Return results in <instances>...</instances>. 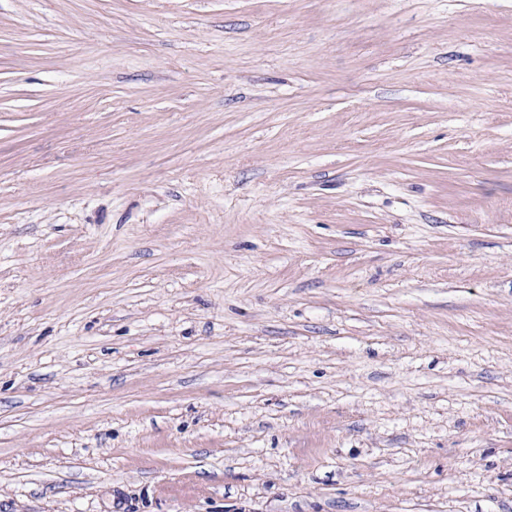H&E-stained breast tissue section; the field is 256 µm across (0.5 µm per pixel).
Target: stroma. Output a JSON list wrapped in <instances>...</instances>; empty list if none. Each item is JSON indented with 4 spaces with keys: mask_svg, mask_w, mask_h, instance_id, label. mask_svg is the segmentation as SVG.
I'll return each instance as SVG.
<instances>
[{
    "mask_svg": "<svg viewBox=\"0 0 512 512\" xmlns=\"http://www.w3.org/2000/svg\"><path fill=\"white\" fill-rule=\"evenodd\" d=\"M0 512H512V0H0Z\"/></svg>",
    "mask_w": 512,
    "mask_h": 512,
    "instance_id": "stroma-1",
    "label": "stroma"
}]
</instances>
